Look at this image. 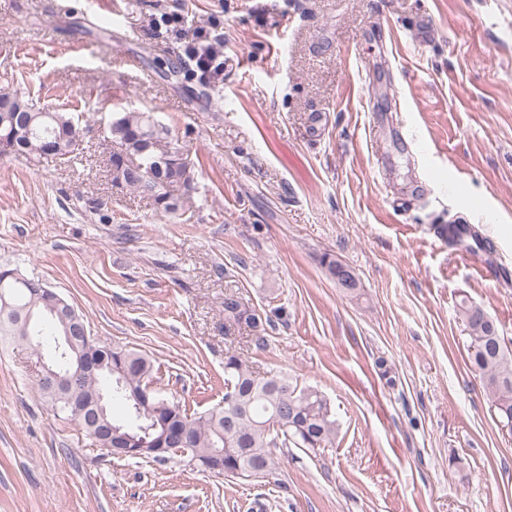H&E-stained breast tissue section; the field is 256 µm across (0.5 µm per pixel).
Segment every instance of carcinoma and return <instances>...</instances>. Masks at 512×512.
<instances>
[{"instance_id": "cac0c4a2", "label": "carcinoma", "mask_w": 512, "mask_h": 512, "mask_svg": "<svg viewBox=\"0 0 512 512\" xmlns=\"http://www.w3.org/2000/svg\"><path fill=\"white\" fill-rule=\"evenodd\" d=\"M75 116L40 105L13 86L11 80L0 86V140L11 146L17 157H37L46 160L69 159L80 150L82 129L76 127L72 137L60 143L61 130L71 128ZM106 139L112 142V185L128 188L152 199L159 212L169 215L179 210L180 199L195 190V173L189 162H180L178 154L165 161L154 145L168 141L169 130L148 112H121L109 124ZM468 235L483 251L492 249L489 241L465 224L448 225V244L455 245ZM322 265L330 276L342 285L346 264L326 254ZM40 279L23 276L15 268L0 266V336L23 343L36 353L50 354L57 369L70 368L73 353L58 346L57 338L63 322L48 315L28 319L32 306L44 305ZM472 351V362L483 385L494 396V405L502 420L512 415V348L499 335L493 321L478 307L461 303ZM224 318L229 322H244L255 326L257 314L242 308L234 292L224 294ZM112 370L121 379H112V398L129 403V390L152 385L153 365L144 354L123 346L112 347ZM224 402L200 414L190 415L181 406L168 400L158 390L153 409L170 421L169 429L180 431L191 439L189 455L202 461L218 449L224 451L221 460L224 473L237 466V449L246 448L251 458L262 462L267 471L276 467L270 449L290 444L297 448H326L336 437V420L330 403L319 391L301 387L293 378L268 371L258 375L246 364L238 350H227L224 358ZM107 377L88 374L72 384V394L90 397L106 390ZM35 385L55 415L76 424L96 445H101L86 417L66 405L55 385L36 379ZM112 425L129 432L140 443H150L155 437L153 423L145 414L128 409L125 421L112 420Z\"/></svg>"}]
</instances>
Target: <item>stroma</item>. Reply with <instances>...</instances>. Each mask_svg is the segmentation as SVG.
<instances>
[{
    "mask_svg": "<svg viewBox=\"0 0 512 512\" xmlns=\"http://www.w3.org/2000/svg\"><path fill=\"white\" fill-rule=\"evenodd\" d=\"M173 11L220 18L222 82L170 77L184 45L152 23ZM2 74L83 137L70 160L0 154V265L149 355L188 413L222 401L233 346L321 391L337 436L258 481L117 458L2 340L0 512H512V429L457 312L512 346V0H0ZM130 111L187 155L184 214L113 187L105 129ZM458 220L492 251L436 237ZM229 291L259 330L225 332ZM35 385L41 397L51 407V410L55 415L76 424L95 442L99 449L102 448L100 446V440L95 436L97 428L90 427L86 421L85 415L80 411L76 410L72 406L66 405L64 396L56 391L53 383L46 382L43 379L38 378L36 379Z\"/></svg>",
    "mask_w": 512,
    "mask_h": 512,
    "instance_id": "stroma-1",
    "label": "stroma"
}]
</instances>
